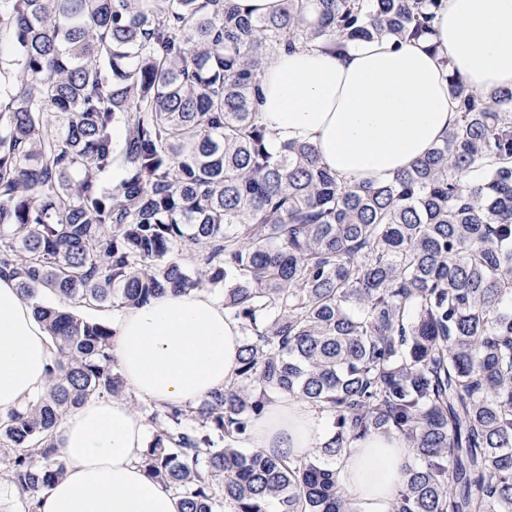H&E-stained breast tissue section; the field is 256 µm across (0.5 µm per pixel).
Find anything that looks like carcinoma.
<instances>
[{"instance_id":"cac0c4a2","label":"carcinoma","mask_w":512,"mask_h":512,"mask_svg":"<svg viewBox=\"0 0 512 512\" xmlns=\"http://www.w3.org/2000/svg\"><path fill=\"white\" fill-rule=\"evenodd\" d=\"M442 0H0V273L26 298L117 312L170 289L220 291L245 336L195 407L125 392L112 330L35 305L58 348L47 391L0 420V477L24 512L65 473L62 417L127 398L155 428L142 463L181 512H357L345 449L412 450L392 512H512V91H470L440 143L382 185H341L310 143L268 147L258 110L282 50L433 44ZM129 175L104 191L112 121ZM332 420L299 458L241 447L266 406Z\"/></svg>"}]
</instances>
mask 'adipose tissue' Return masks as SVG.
Here are the masks:
<instances>
[{
    "label": "adipose tissue",
    "instance_id": "ef3b65f1",
    "mask_svg": "<svg viewBox=\"0 0 512 512\" xmlns=\"http://www.w3.org/2000/svg\"><path fill=\"white\" fill-rule=\"evenodd\" d=\"M436 41L467 88L512 90V0H444ZM259 110L273 144H314L322 164L350 185L386 183L455 123L448 81L427 42L387 39L343 53H281L262 81ZM15 278L0 276V417L44 392L55 346ZM112 357L126 388L158 404L193 406L223 389L238 367L239 321L211 294L165 293L112 316ZM307 406L281 398L254 421L248 447L298 457L317 446ZM66 472L42 496L40 512H180L178 497L144 472L141 415L126 400L94 396L56 431ZM410 450L373 434L341 460L342 496L358 512H391Z\"/></svg>",
    "mask_w": 512,
    "mask_h": 512
}]
</instances>
